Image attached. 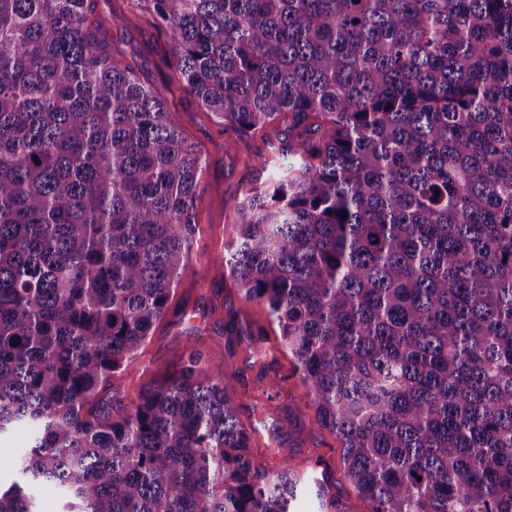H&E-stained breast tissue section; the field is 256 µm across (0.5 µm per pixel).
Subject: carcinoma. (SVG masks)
<instances>
[{"mask_svg":"<svg viewBox=\"0 0 512 512\" xmlns=\"http://www.w3.org/2000/svg\"><path fill=\"white\" fill-rule=\"evenodd\" d=\"M94 0H0V512H291L224 358L112 411L197 229L201 155ZM264 175L214 261L268 305L371 512H512V0H130ZM346 214H341V211ZM319 512H339L315 483ZM30 431L26 427L18 426L7 435L0 438V462L22 454L27 448ZM29 491L39 500L42 512H59L65 506L66 502L53 485H34Z\"/></svg>","mask_w":512,"mask_h":512,"instance_id":"1","label":"carcinoma"}]
</instances>
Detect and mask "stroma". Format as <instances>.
Returning a JSON list of instances; mask_svg holds the SVG:
<instances>
[{
    "label": "stroma",
    "mask_w": 512,
    "mask_h": 512,
    "mask_svg": "<svg viewBox=\"0 0 512 512\" xmlns=\"http://www.w3.org/2000/svg\"><path fill=\"white\" fill-rule=\"evenodd\" d=\"M101 33L133 57L140 72L167 101L184 136L202 152L204 169L195 190L198 220L194 249L165 318L152 329L136 358L112 378V400L134 405L141 392L171 377L185 348L193 346L224 357L235 373L240 416L255 427V443L266 464L277 465L275 440L295 449L301 492L297 512H316L315 481L328 474L346 512H369L345 476L342 448L328 430L317 428L316 409L293 356L282 344L277 321L266 304L245 302L237 283L212 259L235 235L230 203L252 185L244 155L227 149L225 134L173 78L167 66L170 47L163 29L149 15L130 11L128 0H95ZM261 337L272 356L252 363L249 346ZM277 407L278 429L268 431L265 413Z\"/></svg>",
    "instance_id": "obj_1"
}]
</instances>
